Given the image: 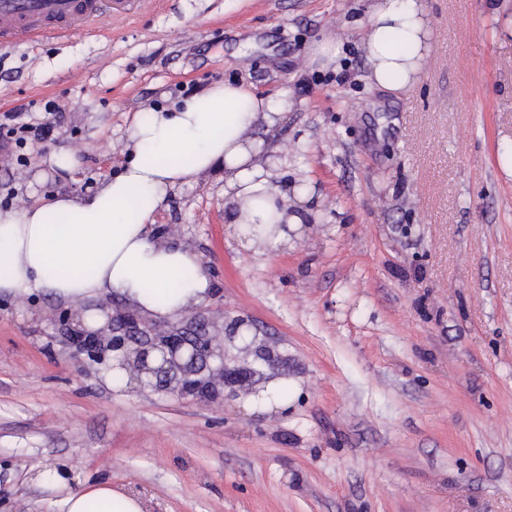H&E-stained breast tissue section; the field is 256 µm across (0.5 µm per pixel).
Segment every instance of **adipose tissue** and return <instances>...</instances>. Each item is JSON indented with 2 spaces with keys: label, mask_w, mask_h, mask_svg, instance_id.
I'll return each instance as SVG.
<instances>
[{
  "label": "adipose tissue",
  "mask_w": 512,
  "mask_h": 512,
  "mask_svg": "<svg viewBox=\"0 0 512 512\" xmlns=\"http://www.w3.org/2000/svg\"><path fill=\"white\" fill-rule=\"evenodd\" d=\"M431 36L422 0H372L362 39L370 81L391 92L413 87ZM289 107L287 96L272 99L227 81L151 109L129 133L121 171L96 192L0 208V296L49 293L78 304L115 292L167 319L203 302L205 271L191 251L163 239L153 216L170 191L220 167L232 222L270 223L279 165H263V146L249 131ZM60 510L146 512L140 498L108 482L67 490Z\"/></svg>",
  "instance_id": "adipose-tissue-1"
}]
</instances>
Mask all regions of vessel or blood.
<instances>
[{
	"label": "vessel or blood",
	"mask_w": 512,
	"mask_h": 512,
	"mask_svg": "<svg viewBox=\"0 0 512 512\" xmlns=\"http://www.w3.org/2000/svg\"><path fill=\"white\" fill-rule=\"evenodd\" d=\"M111 17L104 0H0V37L35 41L48 33L65 35L80 24L99 31Z\"/></svg>",
	"instance_id": "1"
}]
</instances>
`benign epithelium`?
I'll return each instance as SVG.
<instances>
[{
	"label": "benign epithelium",
	"mask_w": 512,
	"mask_h": 512,
	"mask_svg": "<svg viewBox=\"0 0 512 512\" xmlns=\"http://www.w3.org/2000/svg\"><path fill=\"white\" fill-rule=\"evenodd\" d=\"M98 310L103 323L96 329L85 327L79 312L66 317L71 322L67 342L72 357L85 356L97 364L111 359L141 388L212 403L242 391L258 395L275 379L272 375L259 380L260 371L252 363L238 364L226 356L224 341H237L240 350L253 355V363L275 368L273 351L257 342L242 319L227 324L222 340L204 319L175 328L166 320L152 323L134 311H114L107 304Z\"/></svg>",
	"instance_id": "7a95c632"
}]
</instances>
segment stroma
I'll list each match as a JSON object with an SVG mask.
<instances>
[{
	"mask_svg": "<svg viewBox=\"0 0 512 512\" xmlns=\"http://www.w3.org/2000/svg\"><path fill=\"white\" fill-rule=\"evenodd\" d=\"M368 4L113 0L101 33L0 40V114L49 126L0 150L1 208L97 190L142 110L231 80L288 96L249 135L312 211L245 246L218 173L154 216L209 276L210 322L281 354L263 409L110 386L67 350L73 305L1 297L0 512H59L33 478L53 464L148 512H512V0H424L432 49L399 94L367 79ZM328 35L334 70L309 59Z\"/></svg>",
	"mask_w": 512,
	"mask_h": 512,
	"instance_id": "stroma-1",
	"label": "stroma"
}]
</instances>
